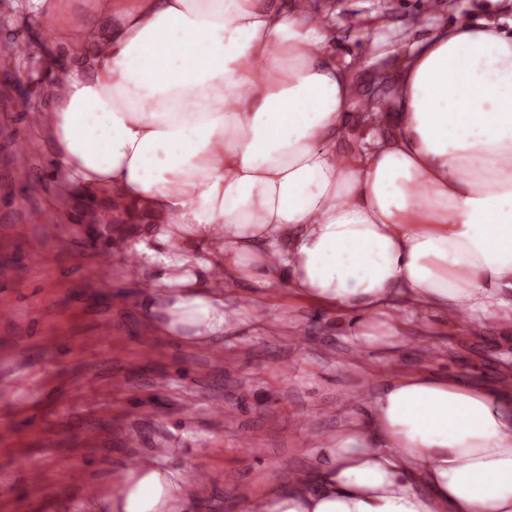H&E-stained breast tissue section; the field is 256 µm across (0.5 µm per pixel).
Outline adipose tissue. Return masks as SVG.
<instances>
[{
    "label": "adipose tissue",
    "mask_w": 512,
    "mask_h": 512,
    "mask_svg": "<svg viewBox=\"0 0 512 512\" xmlns=\"http://www.w3.org/2000/svg\"><path fill=\"white\" fill-rule=\"evenodd\" d=\"M73 60L37 56L43 127L82 195L153 219L160 329L204 338L237 310L197 270L282 282L359 318L362 348L402 337L406 309L465 307L512 325V26H436L398 60L388 135L340 151L354 100L332 24L308 0H25ZM111 25L93 44L101 17ZM310 475L260 512H512V388L403 371L340 427ZM184 476L128 469L109 512H181Z\"/></svg>",
    "instance_id": "adipose-tissue-1"
}]
</instances>
